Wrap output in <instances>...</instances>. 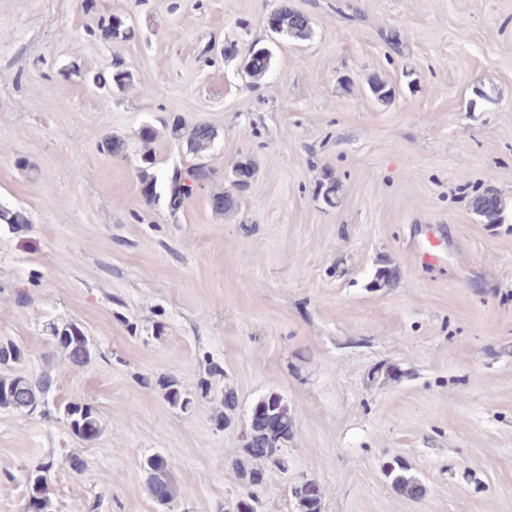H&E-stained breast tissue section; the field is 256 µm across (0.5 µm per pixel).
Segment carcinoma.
I'll use <instances>...</instances> for the list:
<instances>
[{
	"mask_svg": "<svg viewBox=\"0 0 512 512\" xmlns=\"http://www.w3.org/2000/svg\"><path fill=\"white\" fill-rule=\"evenodd\" d=\"M267 26L274 34L298 40H306L311 34L308 15L295 9L288 0H282L279 7L269 14ZM99 30L104 38L110 40L120 33L127 34L129 27L122 17L114 16L106 23L100 22ZM272 58L273 53L268 47L252 44L244 58L246 75L255 83L261 82L271 69ZM92 80L98 88L107 90L114 86L124 87L132 80V76L123 59L117 56L110 68L95 73ZM369 90L374 98L382 102L394 96V88L380 77L371 79ZM165 126L175 138L186 144L189 153L197 159V163L187 170L175 168L166 178L168 207L174 212L194 189L202 188L216 178V171L205 161L207 153L214 145L216 133L205 123L188 126L177 116L167 121ZM139 136L144 144V152L140 157L138 177L144 185L147 199L156 201L160 198V193L157 192L158 177L153 171V154L149 148L155 136L154 127L143 126ZM102 151L111 157L123 156L127 151V143L118 136H111L104 140ZM234 173L237 188L243 190L249 186L254 176L255 165L249 159H242L235 164ZM469 204L485 223L497 224L501 221L504 205L495 189L485 188L473 195ZM27 223L29 219L25 212L0 205V224L17 228ZM53 338L56 349L71 365L81 367L91 360L93 344L78 324L69 323L54 330ZM23 357L24 352L17 345L0 343V366L17 363ZM159 385L171 406L186 410L192 404L191 395L181 390L173 380L163 378ZM52 387L53 379L45 372L35 378L23 375L0 376V396H5L0 408L21 413L32 412L45 402V397ZM64 416L75 435L83 439L99 435L100 421L91 404L69 403L64 407ZM292 434L293 420L288 403L283 397L272 392L254 404L250 424L243 436L242 451L245 460L236 463L237 479L245 486L247 493L237 500L234 512H255V490L266 482V464H280V451L292 438ZM144 468L147 473L146 488L150 497L160 506H169L176 496L171 476L175 462L161 455H153L146 459ZM50 471L51 466L39 464L29 473L27 479L29 499L42 503L43 512H52L48 484ZM385 475L399 493L413 499L423 497L425 490L421 482L409 474L407 464L399 456L396 455L387 461ZM291 495L295 501L296 512H322L324 491L315 480L304 478L295 483L291 487Z\"/></svg>",
	"mask_w": 512,
	"mask_h": 512,
	"instance_id": "cac0c4a2",
	"label": "carcinoma"
}]
</instances>
